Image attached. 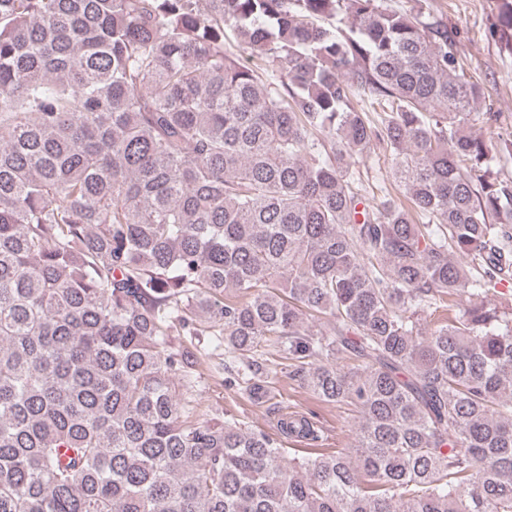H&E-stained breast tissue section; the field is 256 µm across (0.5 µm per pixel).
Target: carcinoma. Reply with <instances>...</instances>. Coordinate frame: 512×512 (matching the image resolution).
Instances as JSON below:
<instances>
[{
    "mask_svg": "<svg viewBox=\"0 0 512 512\" xmlns=\"http://www.w3.org/2000/svg\"><path fill=\"white\" fill-rule=\"evenodd\" d=\"M484 97L428 0H0V512H512V140L469 130ZM374 141L397 194L371 206ZM200 336L258 402L272 344L360 410L356 447L287 461L199 419Z\"/></svg>",
    "mask_w": 512,
    "mask_h": 512,
    "instance_id": "carcinoma-1",
    "label": "carcinoma"
}]
</instances>
